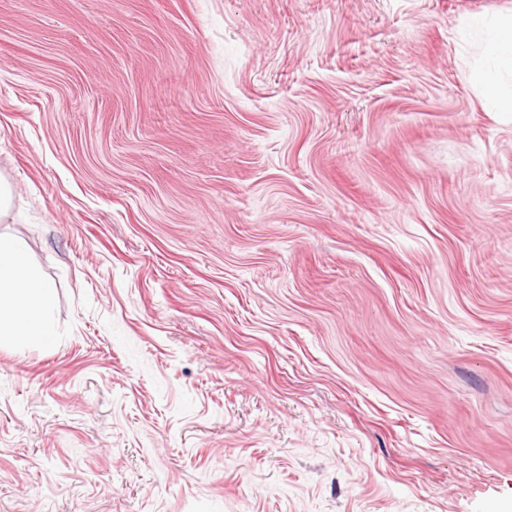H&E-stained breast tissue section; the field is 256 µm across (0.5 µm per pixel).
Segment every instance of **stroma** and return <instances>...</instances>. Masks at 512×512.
Masks as SVG:
<instances>
[{
  "instance_id": "obj_1",
  "label": "stroma",
  "mask_w": 512,
  "mask_h": 512,
  "mask_svg": "<svg viewBox=\"0 0 512 512\" xmlns=\"http://www.w3.org/2000/svg\"><path fill=\"white\" fill-rule=\"evenodd\" d=\"M512 0H0V512H512ZM467 34L479 42L487 59L485 64L470 70V83L498 110L512 112V83H504L498 76L501 66L512 69V15L474 16L468 23ZM55 289L14 238L0 234V336L50 343L56 327L50 314Z\"/></svg>"
}]
</instances>
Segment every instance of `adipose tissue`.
<instances>
[{"mask_svg": "<svg viewBox=\"0 0 512 512\" xmlns=\"http://www.w3.org/2000/svg\"><path fill=\"white\" fill-rule=\"evenodd\" d=\"M486 57L473 67L470 83L486 101L503 112H512V83L498 76L500 67H512V15L475 16L467 26ZM55 299L52 284L44 279L14 238L0 234V336H20L50 343L56 335L50 307Z\"/></svg>", "mask_w": 512, "mask_h": 512, "instance_id": "adipose-tissue-1", "label": "adipose tissue"}]
</instances>
